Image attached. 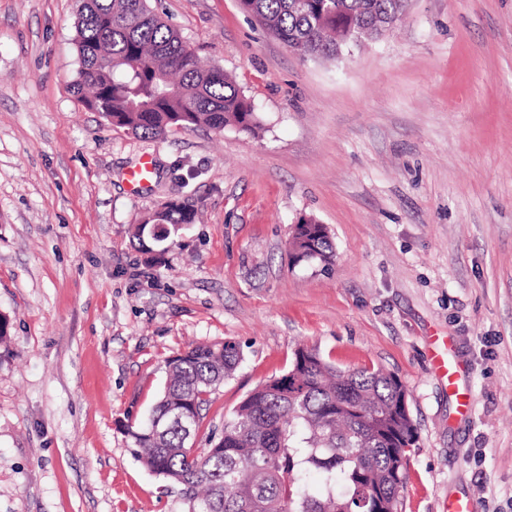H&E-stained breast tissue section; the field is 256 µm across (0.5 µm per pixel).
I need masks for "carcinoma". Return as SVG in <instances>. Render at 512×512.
<instances>
[{
    "mask_svg": "<svg viewBox=\"0 0 512 512\" xmlns=\"http://www.w3.org/2000/svg\"><path fill=\"white\" fill-rule=\"evenodd\" d=\"M288 47L303 56L334 58L362 33L393 25L405 0H239ZM80 67L71 91L107 125L144 137L205 125L254 133L253 102L219 69H204L151 0H81L76 26ZM192 204L169 203L144 224L166 228L152 240L136 225L147 261L154 249L196 221ZM293 264L333 263L324 225L302 217L290 244ZM242 362L238 345H191L168 362L147 420L128 429L135 454L151 473L175 486L184 512H397L408 452L417 428L401 380L380 368L336 370L304 346L288 371L255 387L224 423L211 447L195 448L201 410ZM182 412V423L167 425ZM323 475L320 489L301 484Z\"/></svg>",
    "mask_w": 512,
    "mask_h": 512,
    "instance_id": "obj_1",
    "label": "carcinoma"
}]
</instances>
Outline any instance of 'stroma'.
<instances>
[{
    "label": "stroma",
    "mask_w": 512,
    "mask_h": 512,
    "mask_svg": "<svg viewBox=\"0 0 512 512\" xmlns=\"http://www.w3.org/2000/svg\"><path fill=\"white\" fill-rule=\"evenodd\" d=\"M152 4L254 102L256 133L109 127L71 91L79 0H0V512H183L127 428L168 358L227 340L243 361L196 447L304 344L404 384L418 440L398 512H445L452 493L512 512V0H407L333 59L239 0ZM184 198L198 223L145 264L135 225ZM303 216L333 264H290ZM432 335L466 369L468 418Z\"/></svg>",
    "instance_id": "35a3bbf8"
}]
</instances>
